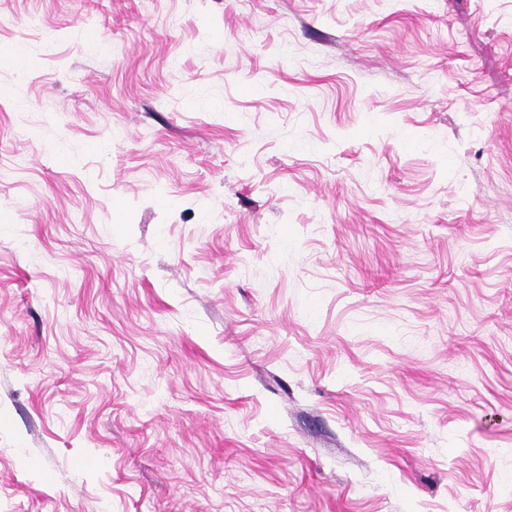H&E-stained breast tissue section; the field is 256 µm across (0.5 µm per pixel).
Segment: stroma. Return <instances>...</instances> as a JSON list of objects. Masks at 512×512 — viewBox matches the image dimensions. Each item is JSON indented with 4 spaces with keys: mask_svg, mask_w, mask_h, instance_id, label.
<instances>
[{
    "mask_svg": "<svg viewBox=\"0 0 512 512\" xmlns=\"http://www.w3.org/2000/svg\"><path fill=\"white\" fill-rule=\"evenodd\" d=\"M15 46L0 512H512V0H0Z\"/></svg>",
    "mask_w": 512,
    "mask_h": 512,
    "instance_id": "obj_1",
    "label": "stroma"
}]
</instances>
